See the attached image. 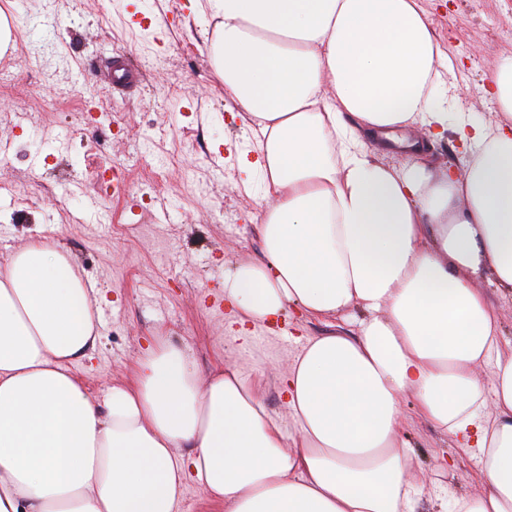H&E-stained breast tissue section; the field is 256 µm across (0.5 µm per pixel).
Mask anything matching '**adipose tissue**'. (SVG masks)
<instances>
[{"label":"adipose tissue","mask_w":512,"mask_h":512,"mask_svg":"<svg viewBox=\"0 0 512 512\" xmlns=\"http://www.w3.org/2000/svg\"><path fill=\"white\" fill-rule=\"evenodd\" d=\"M214 69L257 119L264 261L224 278L226 341L287 310L354 332L308 338L278 380L234 365L200 377L168 337L95 397L71 366L96 344L90 290L63 247L31 241L0 271V512H180L193 481L224 512H414L429 487L400 439V401L478 459L454 512H512V348L475 280L512 297V61L491 125L433 98L443 51L416 0H203ZM356 125H348L347 117ZM453 129L464 175L400 167L362 132ZM491 364L485 388L476 371Z\"/></svg>","instance_id":"obj_1"}]
</instances>
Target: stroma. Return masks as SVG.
I'll list each match as a JSON object with an SVG mask.
<instances>
[{"label": "stroma", "mask_w": 512, "mask_h": 512, "mask_svg": "<svg viewBox=\"0 0 512 512\" xmlns=\"http://www.w3.org/2000/svg\"><path fill=\"white\" fill-rule=\"evenodd\" d=\"M196 0H0L12 42L0 71V265L37 237L63 246L91 295L96 347L75 367L92 394L123 381L152 337L187 345L200 374L231 360L243 370L284 373L297 339L322 324L294 318L289 336L260 338L253 353L225 355L224 274L235 259L262 255L256 226L265 207L239 169L260 128L240 117L214 76L205 40L214 22ZM444 59L436 101L477 124L499 107L480 87L512 59V0H417ZM145 27H128L132 12ZM104 113L112 131L85 145L84 112ZM435 168L464 172L471 158L454 131L443 138L413 126ZM400 438L418 464L436 470L441 498L415 512L475 492L477 460L419 418L404 397Z\"/></svg>", "instance_id": "35a3bbf8"}]
</instances>
